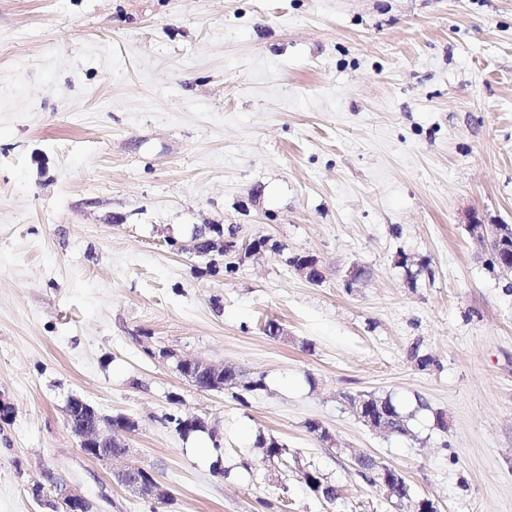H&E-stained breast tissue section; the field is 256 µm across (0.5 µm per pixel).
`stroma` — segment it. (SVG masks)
I'll return each instance as SVG.
<instances>
[{"mask_svg":"<svg viewBox=\"0 0 512 512\" xmlns=\"http://www.w3.org/2000/svg\"><path fill=\"white\" fill-rule=\"evenodd\" d=\"M474 222L512 224V0H0V512H48V469L97 512H397L359 453L438 512H512V290ZM200 224L280 250L214 274L165 243ZM189 358L267 388L199 391ZM74 396L134 423L161 499L81 452ZM175 411L217 429L226 474ZM369 398L367 405L369 406L368 415L373 420H379L385 425L390 433L400 435H407L409 433L407 420L400 412L398 406L391 397H377L375 395L367 396ZM347 404L350 410L360 419L365 425L381 429L383 425L372 424L364 415L365 401L360 394L347 398ZM302 479L307 487L316 493V496L328 504H334L339 499L340 494L336 485L327 481L317 471L309 470L302 473Z\"/></svg>","mask_w":512,"mask_h":512,"instance_id":"obj_1","label":"stroma"}]
</instances>
